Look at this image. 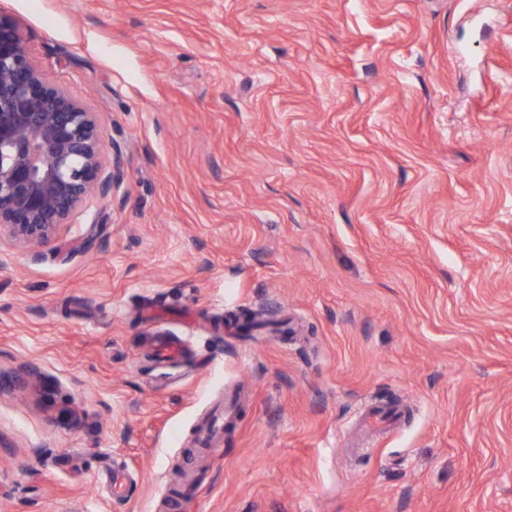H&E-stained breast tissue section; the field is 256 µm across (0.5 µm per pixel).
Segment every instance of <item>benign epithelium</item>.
<instances>
[{
	"mask_svg": "<svg viewBox=\"0 0 512 512\" xmlns=\"http://www.w3.org/2000/svg\"><path fill=\"white\" fill-rule=\"evenodd\" d=\"M97 113L52 84L17 24L0 14V240L34 249L118 191Z\"/></svg>",
	"mask_w": 512,
	"mask_h": 512,
	"instance_id": "7a95c632",
	"label": "benign epithelium"
}]
</instances>
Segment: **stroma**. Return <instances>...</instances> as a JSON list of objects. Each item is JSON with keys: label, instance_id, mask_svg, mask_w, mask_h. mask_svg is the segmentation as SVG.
I'll return each instance as SVG.
<instances>
[{"label": "stroma", "instance_id": "obj_1", "mask_svg": "<svg viewBox=\"0 0 512 512\" xmlns=\"http://www.w3.org/2000/svg\"><path fill=\"white\" fill-rule=\"evenodd\" d=\"M0 13L122 175L40 261L0 242V512H168L229 389L182 512H512V0Z\"/></svg>", "mask_w": 512, "mask_h": 512}]
</instances>
